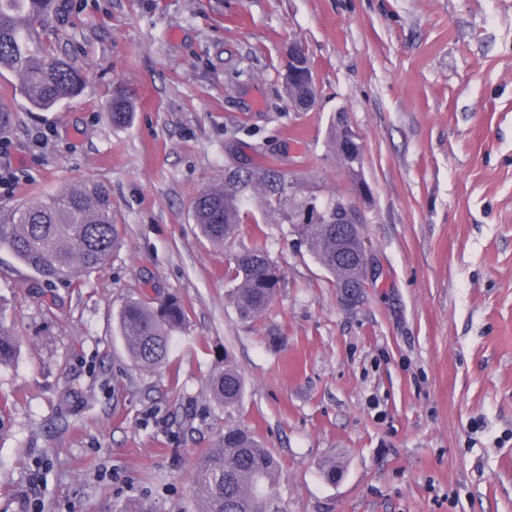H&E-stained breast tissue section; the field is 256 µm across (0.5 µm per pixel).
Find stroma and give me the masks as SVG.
Masks as SVG:
<instances>
[{"mask_svg":"<svg viewBox=\"0 0 512 512\" xmlns=\"http://www.w3.org/2000/svg\"><path fill=\"white\" fill-rule=\"evenodd\" d=\"M55 53L84 75L29 109L0 74V210L92 178L120 226L111 262L48 289L0 250V312L21 341L0 367V512H197L190 474L225 428L280 460L284 512H512V0H58ZM308 55L314 104L284 83ZM132 96L126 126L103 106ZM362 147L358 195L331 144ZM291 184L247 195L234 242L192 216L233 172ZM364 210L365 288L347 305L300 245L292 201ZM263 244L284 286L240 320L224 273ZM178 298L168 364L134 366L112 318L127 297ZM232 358L224 409L208 387ZM336 460L342 475L324 480ZM306 54L303 49L293 44L288 47V76L290 77L291 84L309 83L314 85L313 71L310 74L305 63ZM210 388L224 409H231L241 401L245 382L237 367L225 359L224 369L211 378Z\"/></svg>","mask_w":512,"mask_h":512,"instance_id":"obj_1","label":"stroma"}]
</instances>
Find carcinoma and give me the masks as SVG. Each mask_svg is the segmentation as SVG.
Listing matches in <instances>:
<instances>
[{
  "label": "carcinoma",
  "instance_id": "cac0c4a2",
  "mask_svg": "<svg viewBox=\"0 0 512 512\" xmlns=\"http://www.w3.org/2000/svg\"><path fill=\"white\" fill-rule=\"evenodd\" d=\"M57 0H0V71L18 79V87L32 110L49 112L79 91L83 76L54 54L42 37V28L56 10ZM104 112L117 126L131 118L133 103L121 88L113 91ZM256 191L268 201L281 198L288 184L270 175L234 173L225 183L198 193L192 200L193 218L213 244L224 246L236 235L245 193ZM301 243L334 278L351 282L360 261L356 235L336 238L335 224H295ZM119 245V229L112 212L109 189L99 181L47 194L0 213V248L40 275L49 286L72 284L112 258ZM227 276L236 282L234 304L240 319L259 318L283 286L280 268L261 245L233 258ZM188 313L171 298L149 302L130 298L116 317V327L133 363L154 369L167 363L172 333L182 328ZM19 339L0 320V366L17 355ZM214 398L226 409L242 399L244 378L229 361L210 382ZM280 464L254 434L239 427L224 430L196 468L193 483L202 490L199 512H282L278 492Z\"/></svg>",
  "mask_w": 512,
  "mask_h": 512
}]
</instances>
